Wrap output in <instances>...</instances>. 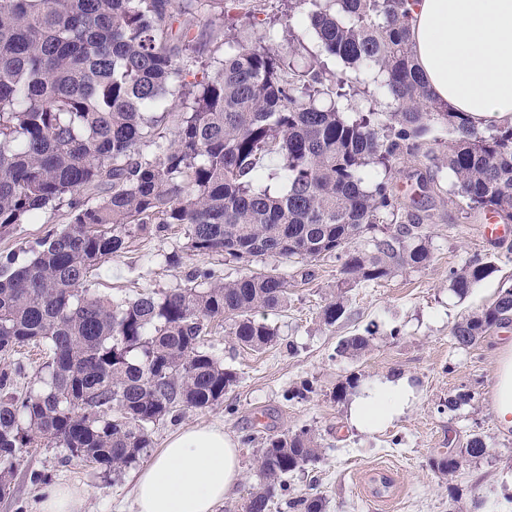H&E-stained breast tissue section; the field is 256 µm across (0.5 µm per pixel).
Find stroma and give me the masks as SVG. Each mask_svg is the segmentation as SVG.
I'll list each match as a JSON object with an SVG mask.
<instances>
[{
	"label": "stroma",
	"mask_w": 512,
	"mask_h": 512,
	"mask_svg": "<svg viewBox=\"0 0 512 512\" xmlns=\"http://www.w3.org/2000/svg\"><path fill=\"white\" fill-rule=\"evenodd\" d=\"M224 31L245 41L272 35L283 51L292 39L311 51L320 49L313 30L289 16L284 0H224ZM449 138L446 127L430 124L422 153L395 165L401 202L407 208L418 206L429 235V265L353 288L347 293L346 318L326 326L318 313L337 291L340 264L335 256L308 263L270 257L266 268L289 283L287 305L271 318L278 342L259 353L244 350L221 324L205 336L207 349L236 373L235 385L212 407L156 423L151 438L159 449L183 428L223 426L239 448L242 481L218 512H241L256 482L265 438L303 427L316 434L321 458L288 476L287 491L271 512H290L289 499L309 495L322 499L325 512H448L452 506L457 512H512L505 500L512 492V433L499 430L493 409L498 359L502 347L512 343V322L469 348L458 347L451 336L461 315L480 311L502 287L512 285V237H483L485 210L469 208L453 196V178L441 161ZM63 223L61 214L47 211L0 234V256L26 259L38 240ZM186 243L184 229L177 225L130 238L122 253L106 259L92 276V292L128 300L148 289L183 286L197 268L210 270L216 283L242 273V265L220 255L196 254ZM475 256L491 260L495 270L468 296L458 297L448 286V274ZM367 329L373 332V344L364 356H337L342 337ZM45 352L44 345L29 344L13 355L21 366L14 382L18 395L40 389ZM395 372L416 387V398L404 414L372 434L351 426L352 398H335L337 385L354 376L363 387ZM304 384L309 392L293 397V390ZM467 390L474 391V399L449 410V400ZM477 433L487 442V454L464 463L452 478H442L434 459L458 453ZM65 454V449L35 438L16 463L14 494L0 499V512H37L40 488L28 480L34 470L55 482L84 486L83 512H134L133 468L107 474L95 464L66 460Z\"/></svg>",
	"instance_id": "stroma-1"
}]
</instances>
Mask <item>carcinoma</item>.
Listing matches in <instances>:
<instances>
[{"label": "carcinoma", "instance_id": "carcinoma-1", "mask_svg": "<svg viewBox=\"0 0 512 512\" xmlns=\"http://www.w3.org/2000/svg\"><path fill=\"white\" fill-rule=\"evenodd\" d=\"M321 51L374 75L390 104L341 115L358 86L325 68L302 44L282 52L270 36L237 44L188 89L189 31L172 20L211 16L224 34L223 0H0V232L63 211L66 226L41 238L22 264L0 261V354L30 342L49 350L45 388L19 397L18 369H0V498L36 433L80 459L115 471L151 447V426L219 403L236 373L203 347L222 320L242 348L278 341L268 316L288 300V280L259 266L277 256L340 261L338 293L319 312L332 326L346 293L432 259L420 217L403 209L393 164L416 157L428 125L452 134L444 163L470 208L512 223V126L479 129L431 97L412 50L407 0H296ZM383 176L366 183V169ZM281 176L284 190L268 181ZM172 224L199 255L247 263L235 280L133 300L90 292L93 271L126 240ZM492 262L473 257L449 273L459 297ZM512 320V286L451 329L468 347ZM372 336L355 334L336 354L357 358ZM473 435L434 461L443 476L484 457ZM320 460L309 429L266 439L242 512H270L285 477ZM323 512L316 496L290 502Z\"/></svg>", "mask_w": 512, "mask_h": 512}]
</instances>
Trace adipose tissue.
<instances>
[{"instance_id": "adipose-tissue-1", "label": "adipose tissue", "mask_w": 512, "mask_h": 512, "mask_svg": "<svg viewBox=\"0 0 512 512\" xmlns=\"http://www.w3.org/2000/svg\"><path fill=\"white\" fill-rule=\"evenodd\" d=\"M410 34L431 95L479 128L512 125V0H415ZM415 389L394 375L362 389L349 407L360 431L384 428ZM242 479L234 442L217 425L174 435L137 473L135 512H216Z\"/></svg>"}]
</instances>
